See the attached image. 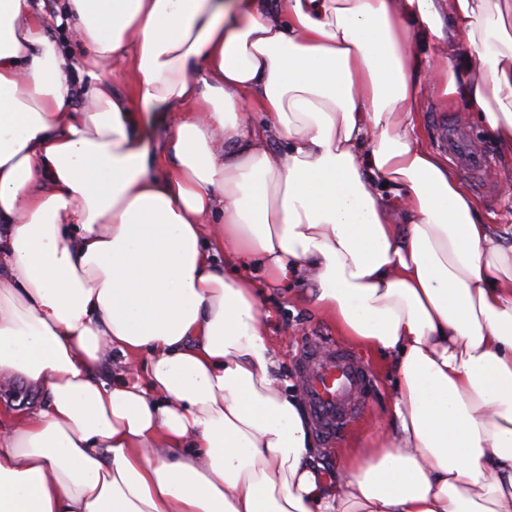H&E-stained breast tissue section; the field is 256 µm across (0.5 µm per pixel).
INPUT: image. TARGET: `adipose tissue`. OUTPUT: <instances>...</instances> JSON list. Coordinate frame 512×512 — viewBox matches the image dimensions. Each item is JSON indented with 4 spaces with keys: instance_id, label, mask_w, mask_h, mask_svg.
<instances>
[{
    "instance_id": "adipose-tissue-1",
    "label": "adipose tissue",
    "mask_w": 512,
    "mask_h": 512,
    "mask_svg": "<svg viewBox=\"0 0 512 512\" xmlns=\"http://www.w3.org/2000/svg\"><path fill=\"white\" fill-rule=\"evenodd\" d=\"M61 10L83 66L0 0V381L36 398L0 399V512H512V245L418 135L427 81L512 162V0ZM252 262L395 359L335 476Z\"/></svg>"
}]
</instances>
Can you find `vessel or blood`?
<instances>
[{
    "label": "vessel or blood",
    "instance_id": "obj_1",
    "mask_svg": "<svg viewBox=\"0 0 512 512\" xmlns=\"http://www.w3.org/2000/svg\"><path fill=\"white\" fill-rule=\"evenodd\" d=\"M448 156L464 173H480L491 165L488 155L478 150L466 125L447 129ZM302 372L305 402L317 432L336 439L363 409L372 374L349 347L334 340L316 339L297 354Z\"/></svg>",
    "mask_w": 512,
    "mask_h": 512
}]
</instances>
